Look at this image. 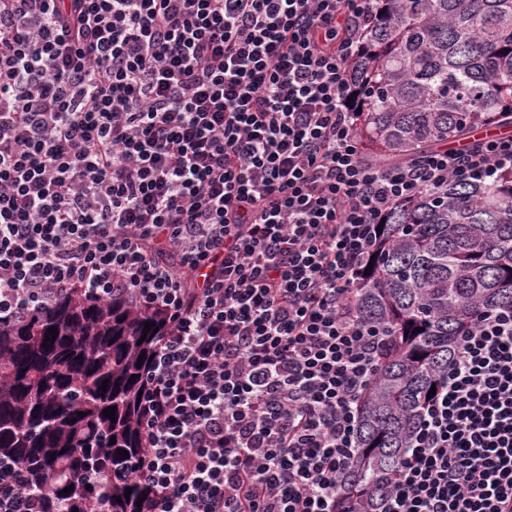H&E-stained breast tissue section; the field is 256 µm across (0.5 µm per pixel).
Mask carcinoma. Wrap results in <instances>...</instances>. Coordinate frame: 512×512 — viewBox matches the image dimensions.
Here are the masks:
<instances>
[{
	"label": "carcinoma",
	"instance_id": "obj_1",
	"mask_svg": "<svg viewBox=\"0 0 512 512\" xmlns=\"http://www.w3.org/2000/svg\"><path fill=\"white\" fill-rule=\"evenodd\" d=\"M374 8L351 64L357 134L371 157L416 160L481 127L512 124V0H375ZM385 224L356 308L391 337L361 401L338 512H378L456 337L478 311L512 307V172L451 180ZM147 322L158 331L145 337ZM167 327L162 312L121 296L100 303L76 288L0 326V470L17 464L46 512H96L99 502L104 512H140L147 490L127 477L145 452L137 398ZM112 406L110 419L103 412Z\"/></svg>",
	"mask_w": 512,
	"mask_h": 512
}]
</instances>
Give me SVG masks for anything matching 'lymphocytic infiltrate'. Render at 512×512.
Masks as SVG:
<instances>
[{
    "instance_id": "lymphocytic-infiltrate-1",
    "label": "lymphocytic infiltrate",
    "mask_w": 512,
    "mask_h": 512,
    "mask_svg": "<svg viewBox=\"0 0 512 512\" xmlns=\"http://www.w3.org/2000/svg\"><path fill=\"white\" fill-rule=\"evenodd\" d=\"M374 0H0V324L73 288L170 321L143 512H337L387 340L384 216L512 135L378 166L347 100ZM380 512H512V309L480 312Z\"/></svg>"
}]
</instances>
